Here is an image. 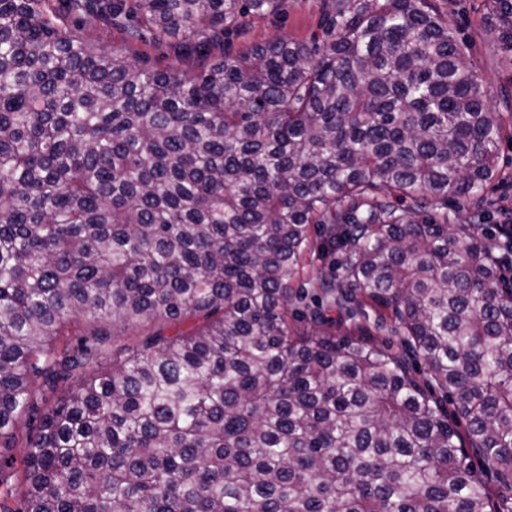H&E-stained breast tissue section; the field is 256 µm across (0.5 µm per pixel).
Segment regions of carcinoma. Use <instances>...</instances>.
I'll return each mask as SVG.
<instances>
[{
  "mask_svg": "<svg viewBox=\"0 0 512 512\" xmlns=\"http://www.w3.org/2000/svg\"><path fill=\"white\" fill-rule=\"evenodd\" d=\"M279 5L0 0V512H512L506 115L437 0ZM322 0H281L277 15L261 19H247L244 35H232L234 49L288 37L297 41H310L313 36L322 37ZM92 43L97 46L112 51L115 49L118 53L128 52L146 62L147 66L158 70H181L188 72L191 64L181 62L174 58L171 50L154 46L149 41V35H145L143 40L135 43L126 44L124 35L118 27L103 26L95 21L93 24L85 25L81 31ZM142 63V62H141ZM498 166L500 169V175L488 188L485 198L494 200L497 205L495 208H490L486 214L484 221L485 230L482 232L491 233V229L502 221V217L498 209L503 207L505 212L508 211V204L502 201L501 197L506 196L508 198L510 206V188L512 184V125L510 122L506 123V130L503 134V138L499 148Z\"/></svg>",
  "mask_w": 512,
  "mask_h": 512,
  "instance_id": "1",
  "label": "carcinoma"
}]
</instances>
